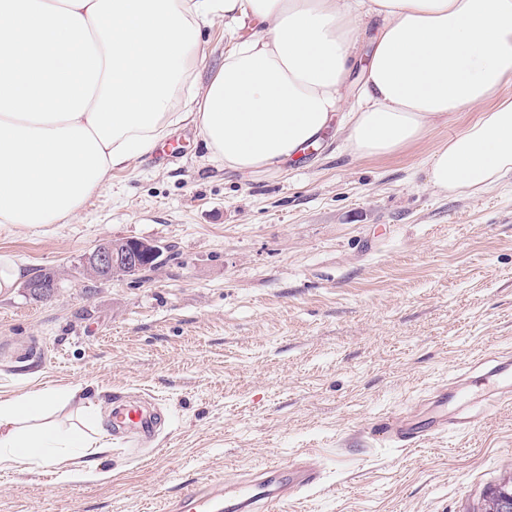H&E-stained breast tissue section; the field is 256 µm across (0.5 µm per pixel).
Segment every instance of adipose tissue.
<instances>
[{
	"mask_svg": "<svg viewBox=\"0 0 512 512\" xmlns=\"http://www.w3.org/2000/svg\"><path fill=\"white\" fill-rule=\"evenodd\" d=\"M218 19L230 40L199 88V31ZM461 112L474 120L425 166L447 196L512 173V0H0V229L67 223L113 168L184 121L225 169L260 172L318 144L342 113L351 153L383 157ZM77 397L0 403V470L88 455L89 433L49 419Z\"/></svg>",
	"mask_w": 512,
	"mask_h": 512,
	"instance_id": "adipose-tissue-1",
	"label": "adipose tissue"
}]
</instances>
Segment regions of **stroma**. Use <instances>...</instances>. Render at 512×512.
Masks as SVG:
<instances>
[{
    "label": "stroma",
    "instance_id": "obj_1",
    "mask_svg": "<svg viewBox=\"0 0 512 512\" xmlns=\"http://www.w3.org/2000/svg\"><path fill=\"white\" fill-rule=\"evenodd\" d=\"M226 39L203 27L197 86ZM472 118L382 158L332 129L262 173L226 171L180 123L68 223L0 230L28 277L61 274L46 300L0 291V402L81 389L108 445L63 480L0 471V512H164L212 471L303 451L323 485L291 512H480L512 479V411L486 409L501 388L478 368L512 358V174L478 196L424 178L432 143ZM118 238L157 242L160 266L87 284L84 257ZM456 386L465 430L415 449L370 437ZM118 396L161 414L152 437L113 433Z\"/></svg>",
    "mask_w": 512,
    "mask_h": 512
}]
</instances>
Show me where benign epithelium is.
Instances as JSON below:
<instances>
[{
    "label": "benign epithelium",
    "instance_id": "7a95c632",
    "mask_svg": "<svg viewBox=\"0 0 512 512\" xmlns=\"http://www.w3.org/2000/svg\"><path fill=\"white\" fill-rule=\"evenodd\" d=\"M161 248L148 240H107L96 246L83 260V275L93 281L134 277L158 259ZM26 292L35 297L54 295L58 280L36 277L24 284Z\"/></svg>",
    "mask_w": 512,
    "mask_h": 512
}]
</instances>
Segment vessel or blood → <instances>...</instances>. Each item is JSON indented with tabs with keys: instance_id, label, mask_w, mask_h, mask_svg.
Wrapping results in <instances>:
<instances>
[{
	"instance_id": "vessel-or-blood-1",
	"label": "vessel or blood",
	"mask_w": 512,
	"mask_h": 512,
	"mask_svg": "<svg viewBox=\"0 0 512 512\" xmlns=\"http://www.w3.org/2000/svg\"><path fill=\"white\" fill-rule=\"evenodd\" d=\"M114 430L146 435L155 429L157 418L140 405L115 398L112 408ZM448 430V393L440 391L424 419L406 415L386 419L373 427L375 436L413 447ZM320 468L307 453L289 465L271 461L255 473L236 481L214 476L168 502L166 512H287L305 489L316 485Z\"/></svg>"
}]
</instances>
